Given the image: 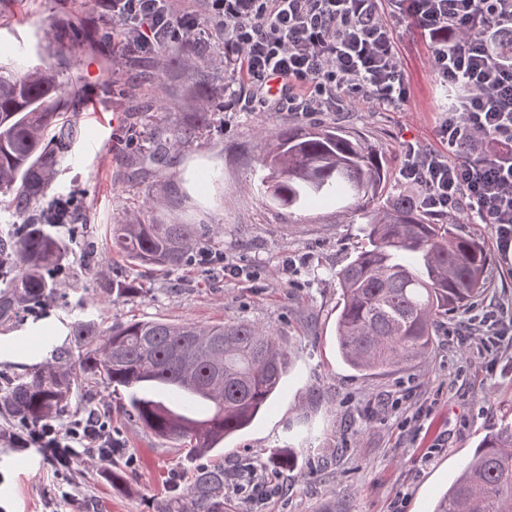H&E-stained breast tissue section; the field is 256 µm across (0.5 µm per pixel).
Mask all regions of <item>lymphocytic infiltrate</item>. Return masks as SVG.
<instances>
[{
    "mask_svg": "<svg viewBox=\"0 0 512 512\" xmlns=\"http://www.w3.org/2000/svg\"><path fill=\"white\" fill-rule=\"evenodd\" d=\"M224 34L234 81L246 84L259 111L300 115L365 100L397 108L409 80L390 24H414L431 50L430 66L456 95L441 112L439 148L408 144L400 177L435 213L460 210L492 225L502 259L512 258V59L494 52L512 30V0H201ZM113 26L150 54L193 31V17L174 0H102ZM500 144L488 154L478 142ZM470 141L462 160L451 151ZM0 437L14 448L42 449L49 464L89 459L107 466L100 430L86 420L66 425H10Z\"/></svg>",
    "mask_w": 512,
    "mask_h": 512,
    "instance_id": "lymphocytic-infiltrate-1",
    "label": "lymphocytic infiltrate"
}]
</instances>
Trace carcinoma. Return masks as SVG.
<instances>
[{
  "label": "carcinoma",
  "instance_id": "1",
  "mask_svg": "<svg viewBox=\"0 0 512 512\" xmlns=\"http://www.w3.org/2000/svg\"><path fill=\"white\" fill-rule=\"evenodd\" d=\"M163 52L183 64L199 112L192 122L170 120L151 157L158 165L209 123V93L224 71V60L190 34ZM76 107L53 66L19 73L0 64V195L9 197V215L22 219L0 236V267L9 268L0 280V324L52 301L67 269L65 246L44 225L74 223L77 208L57 202L37 214L35 207L52 190L81 134L76 117L63 116ZM260 166V193L288 212V223H297L309 201L325 199L340 205L339 215L365 224L353 257L336 271V343L353 370L372 375L425 357L443 320L490 288L486 254L456 232L460 217L428 213L412 195L389 194L385 157L360 139L320 124L274 131ZM208 235L199 224H147L136 216L112 225V244L123 259L165 272L191 263ZM95 274L117 299L140 293L112 268ZM69 336L78 365L56 352L32 371L6 379L0 411L34 426L67 411L74 388L91 394L105 382L127 391L120 415L160 439L180 441L192 459L247 428L291 365L279 337L245 319L207 326L132 319L107 329L77 319ZM175 348L192 359L191 372L171 359ZM297 460L293 448L270 455L278 469ZM233 480L252 484L256 498L272 492L253 482L247 467ZM225 483L223 466L197 467L186 493L162 512H224ZM433 512H512L511 427L479 442Z\"/></svg>",
  "mask_w": 512,
  "mask_h": 512
}]
</instances>
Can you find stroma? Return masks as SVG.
Listing matches in <instances>:
<instances>
[{
	"mask_svg": "<svg viewBox=\"0 0 512 512\" xmlns=\"http://www.w3.org/2000/svg\"><path fill=\"white\" fill-rule=\"evenodd\" d=\"M91 32L108 14L100 0H0V62L25 72L69 56L59 79L82 100L81 137L57 175L52 194L83 197L85 240L69 227L50 225L69 254V279L46 308L25 312L0 326V375L12 376L67 349L68 326L97 317L103 326L133 318L209 325L240 318L281 336L292 368L262 416L241 434L226 439L206 464L225 469L249 462L264 472L272 449L294 448L296 469L275 473L274 491L255 499L250 489L224 488V512H432L461 464L478 442L512 425V349L486 351L479 337L459 329L469 314L494 308L512 318V262L496 251L491 225L462 215L460 233L483 247L491 282L470 313L445 324L431 354L375 375L350 369L339 358L334 339L340 288L335 274L348 263L362 238V227L337 216L335 202L312 203L297 223L257 191L261 129L325 123L358 135L385 154L389 189L410 190L399 170L408 143L437 146L436 123L445 93L429 66L430 49L415 28L398 27L395 37L410 83V97L385 111L368 101L346 103L338 112L303 117L288 110H253L247 89L229 97L214 93L210 120L196 139L170 154L168 166L134 156L128 139L146 126L162 130L173 112L192 114L188 74L181 64L165 65L161 79L141 80L128 95L132 71L118 49L100 52L85 44L72 52L56 21ZM161 104L151 123L134 112L135 102ZM145 167L135 181L123 178L131 163ZM164 193L162 208L145 202ZM145 222L163 219L204 224L212 231L206 248L253 271L251 279L222 269L192 264L160 273L120 258L110 225L125 216ZM93 246L99 262L121 269L139 295L112 299L84 257ZM294 272L280 276L283 261ZM120 393L99 386L94 402L108 415L112 434L124 444L111 466L96 463L53 471L33 449L0 446V507L5 512H158L186 489L194 462L177 441L156 438L115 414ZM124 471L127 488L112 486Z\"/></svg>",
	"mask_w": 512,
	"mask_h": 512,
	"instance_id": "35a3bbf8",
	"label": "stroma"
}]
</instances>
